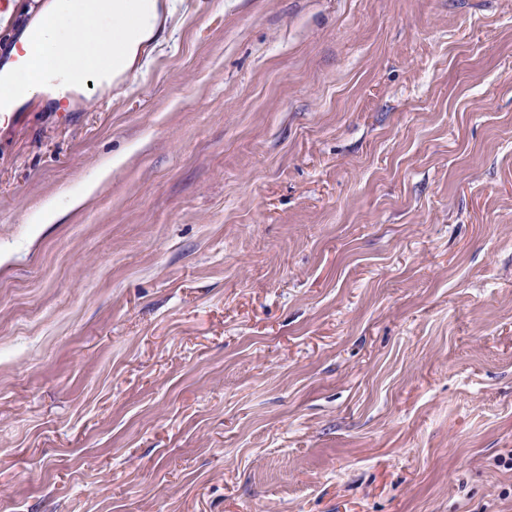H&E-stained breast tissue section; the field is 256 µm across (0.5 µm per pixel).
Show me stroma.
I'll list each match as a JSON object with an SVG mask.
<instances>
[{
    "label": "stroma",
    "mask_w": 512,
    "mask_h": 512,
    "mask_svg": "<svg viewBox=\"0 0 512 512\" xmlns=\"http://www.w3.org/2000/svg\"><path fill=\"white\" fill-rule=\"evenodd\" d=\"M166 8L0 125V512H512V0Z\"/></svg>",
    "instance_id": "stroma-1"
}]
</instances>
